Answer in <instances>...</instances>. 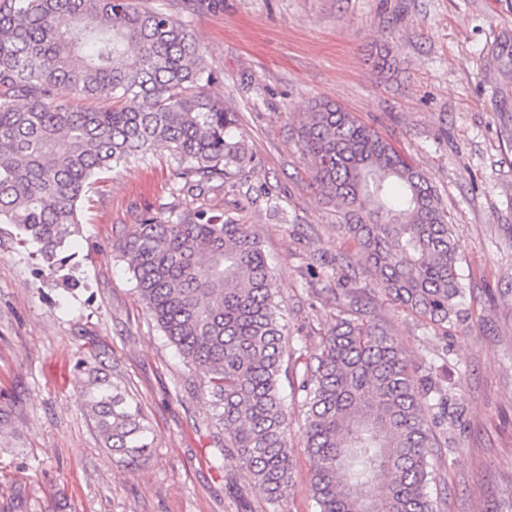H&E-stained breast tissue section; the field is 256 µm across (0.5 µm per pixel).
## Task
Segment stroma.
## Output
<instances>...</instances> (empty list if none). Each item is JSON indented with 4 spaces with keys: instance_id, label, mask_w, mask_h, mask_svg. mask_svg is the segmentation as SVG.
Masks as SVG:
<instances>
[{
    "instance_id": "1",
    "label": "stroma",
    "mask_w": 512,
    "mask_h": 512,
    "mask_svg": "<svg viewBox=\"0 0 512 512\" xmlns=\"http://www.w3.org/2000/svg\"><path fill=\"white\" fill-rule=\"evenodd\" d=\"M176 15L220 73L250 161L184 192L168 152L103 171L48 271L0 224V512H317L311 465L294 443V488L271 504L240 470L204 377L141 303L119 246L151 216L201 210L249 225L273 263L295 346L333 322L336 259L353 251L311 180L297 128L326 100L374 127L436 190L464 245L468 315L442 330L378 297L409 369L448 382L437 512H512V0H150ZM392 66L374 68L376 46ZM118 384L154 436L135 466L104 446L85 404Z\"/></svg>"
}]
</instances>
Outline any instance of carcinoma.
<instances>
[{
    "instance_id": "cac0c4a2",
    "label": "carcinoma",
    "mask_w": 512,
    "mask_h": 512,
    "mask_svg": "<svg viewBox=\"0 0 512 512\" xmlns=\"http://www.w3.org/2000/svg\"><path fill=\"white\" fill-rule=\"evenodd\" d=\"M218 73L185 25L145 0H0V224L58 264L78 203L105 169L164 148L206 179L249 161L235 112L210 92ZM66 87L88 106L60 101ZM312 180L357 246L373 290L446 329L467 314L462 245L425 175L352 113L316 102L298 128ZM139 297L186 364L204 375L224 447L270 502L292 487L288 407L280 385L294 358L304 447L318 512H435L420 413L448 397L409 372L371 293L345 289L336 322L285 354L279 288L258 236L204 210L146 217L121 244ZM87 392L107 448L129 463L154 446L138 405L114 385Z\"/></svg>"
}]
</instances>
